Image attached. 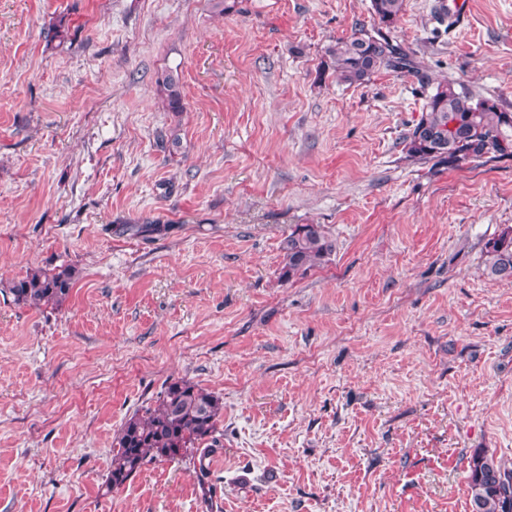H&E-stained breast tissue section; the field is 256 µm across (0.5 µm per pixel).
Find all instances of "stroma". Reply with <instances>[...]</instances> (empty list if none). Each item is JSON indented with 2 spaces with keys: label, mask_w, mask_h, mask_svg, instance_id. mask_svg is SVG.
<instances>
[{
  "label": "stroma",
  "mask_w": 512,
  "mask_h": 512,
  "mask_svg": "<svg viewBox=\"0 0 512 512\" xmlns=\"http://www.w3.org/2000/svg\"><path fill=\"white\" fill-rule=\"evenodd\" d=\"M440 2L393 40L512 107V0ZM376 26L370 0H0V512H471L472 455L512 467V282L483 257L512 158L407 157L420 77L327 54ZM300 224L336 250L285 279ZM61 266L60 308L15 303ZM173 379L221 397L222 448L105 491ZM74 277L70 267L37 269L14 281L10 291L18 303L59 308L69 297Z\"/></svg>",
  "instance_id": "stroma-1"
}]
</instances>
